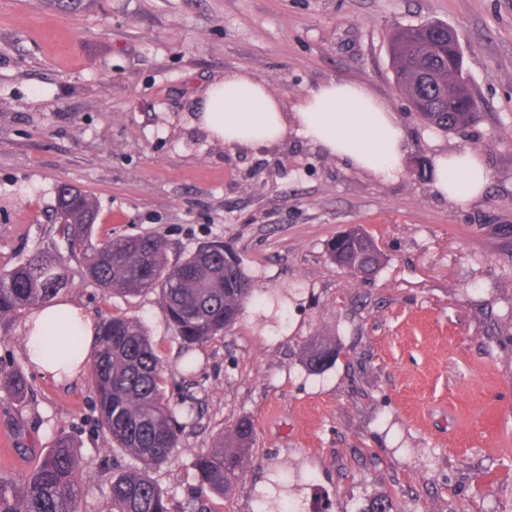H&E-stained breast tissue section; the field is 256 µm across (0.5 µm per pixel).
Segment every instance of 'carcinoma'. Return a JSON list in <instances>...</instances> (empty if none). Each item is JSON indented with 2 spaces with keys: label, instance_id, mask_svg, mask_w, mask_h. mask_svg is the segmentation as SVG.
<instances>
[{
  "label": "carcinoma",
  "instance_id": "1",
  "mask_svg": "<svg viewBox=\"0 0 512 512\" xmlns=\"http://www.w3.org/2000/svg\"><path fill=\"white\" fill-rule=\"evenodd\" d=\"M394 83L423 103L418 113L430 128L443 132L472 125L478 99L465 94L463 60L448 42V29L430 23L393 30L389 45ZM55 211L58 232L81 257L86 278L112 295L154 290L176 335L188 346L203 344L226 332L254 296L252 279L237 261L225 259L224 245L204 244L171 263L164 240L144 233L98 238L95 200L64 184ZM336 266L377 272L383 254L364 231L353 238L334 237L327 244ZM68 285L67 260L54 243L0 270V322L46 306ZM336 361V345L318 338L306 350L307 367L320 372ZM92 384L100 422L112 447L132 456L138 466L112 478L110 512H172L170 500L151 479L150 471L165 464L178 448L174 412L165 396L162 365L142 321L114 315L101 326L91 361ZM28 392L24 374L0 369V395L22 401ZM254 444V427L240 419L217 438L214 446L193 455L200 483L223 496L237 483ZM81 449L60 432L37 466L24 474L0 475V512H80L81 490L76 474ZM358 512H396L393 499L379 494L365 499Z\"/></svg>",
  "mask_w": 512,
  "mask_h": 512
}]
</instances>
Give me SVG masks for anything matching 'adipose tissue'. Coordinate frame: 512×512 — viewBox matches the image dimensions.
I'll return each mask as SVG.
<instances>
[{
  "mask_svg": "<svg viewBox=\"0 0 512 512\" xmlns=\"http://www.w3.org/2000/svg\"><path fill=\"white\" fill-rule=\"evenodd\" d=\"M197 121L215 140L239 146L278 141L292 123L305 138L349 167L386 181L399 177L406 150L397 116L357 82L322 84L290 115L262 83L234 75L208 87L200 100ZM435 179L442 196L467 203L483 195L490 171L478 153L460 149L437 155ZM95 336L94 322L75 302L62 298L29 315L25 323L26 357L44 377L72 381L83 374L86 357L70 352L69 339L78 338L88 347ZM51 339L58 346L53 359L46 355Z\"/></svg>",
  "mask_w": 512,
  "mask_h": 512,
  "instance_id": "1",
  "label": "adipose tissue"
}]
</instances>
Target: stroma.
I'll list each match as a JSON object with an SVG mask.
<instances>
[{
    "instance_id": "stroma-1",
    "label": "stroma",
    "mask_w": 512,
    "mask_h": 512,
    "mask_svg": "<svg viewBox=\"0 0 512 512\" xmlns=\"http://www.w3.org/2000/svg\"><path fill=\"white\" fill-rule=\"evenodd\" d=\"M458 34L477 123L445 133L407 110L392 80L395 23ZM262 82L295 112L323 83L360 82L408 136L398 179L348 167L295 127L270 146L229 148L194 122L209 85ZM480 152L483 197L449 202L421 165ZM97 202V233L161 236L169 261L223 243L255 284L224 334L192 347L154 291L105 295L70 245L61 292L94 321L141 319L164 367L179 450L152 470L172 512H355L391 493L399 512H512V0H85L61 17L43 0H0V268L44 245L57 188ZM384 254L358 279L327 242L347 225ZM26 315L0 325V367L23 402L0 400V474L30 471L58 432L80 447L81 512H108L134 466L99 427L90 373L43 377L24 355ZM336 362L308 369L314 337ZM256 442L236 487L216 496L195 452L239 418ZM27 392L28 383L21 371L0 369L1 398L7 397L13 401L21 402L26 397Z\"/></svg>"
}]
</instances>
